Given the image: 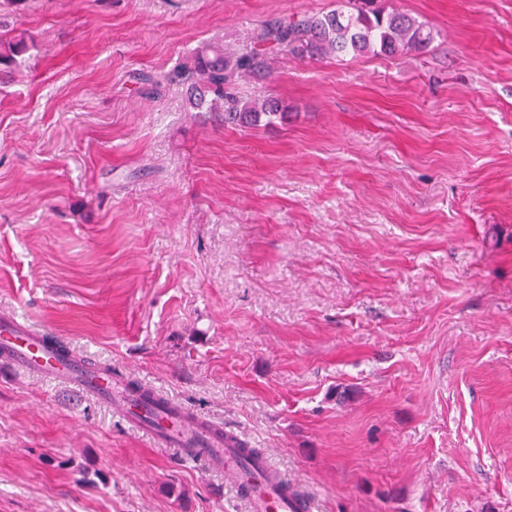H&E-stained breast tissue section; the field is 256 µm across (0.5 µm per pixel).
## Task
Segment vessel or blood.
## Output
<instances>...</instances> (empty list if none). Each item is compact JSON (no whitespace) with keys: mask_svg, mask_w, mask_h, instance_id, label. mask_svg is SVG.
Instances as JSON below:
<instances>
[{"mask_svg":"<svg viewBox=\"0 0 512 512\" xmlns=\"http://www.w3.org/2000/svg\"><path fill=\"white\" fill-rule=\"evenodd\" d=\"M0 360L109 401L126 422L146 432L154 443L173 449L178 458L232 474L250 512H313L311 498L289 492L287 477L268 456L245 459L241 449L225 442L221 429L202 425L191 411L177 405L157 419H147L142 401L110 369L89 365L28 321L0 317Z\"/></svg>","mask_w":512,"mask_h":512,"instance_id":"b4317fda","label":"vessel or blood"}]
</instances>
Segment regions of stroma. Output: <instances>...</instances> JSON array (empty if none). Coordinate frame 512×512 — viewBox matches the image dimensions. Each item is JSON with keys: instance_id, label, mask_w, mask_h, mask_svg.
Returning <instances> with one entry per match:
<instances>
[{"instance_id": "35a3bbf8", "label": "stroma", "mask_w": 512, "mask_h": 512, "mask_svg": "<svg viewBox=\"0 0 512 512\" xmlns=\"http://www.w3.org/2000/svg\"><path fill=\"white\" fill-rule=\"evenodd\" d=\"M395 55L265 54L228 126L159 90L336 0H27L0 316L270 455L315 512H512V0H379ZM0 512H245L107 402L0 366Z\"/></svg>"}]
</instances>
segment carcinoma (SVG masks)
<instances>
[{
    "mask_svg": "<svg viewBox=\"0 0 512 512\" xmlns=\"http://www.w3.org/2000/svg\"><path fill=\"white\" fill-rule=\"evenodd\" d=\"M378 0H341L336 10L321 15H304L294 19L266 21L257 37L258 48L236 57L224 55L220 46L206 45L197 49L190 62L176 67L167 81L185 74L195 76L192 85L193 104L202 108L210 102L222 103L224 123L257 126L283 114L282 102L270 98L255 106L238 95L234 76L256 73L264 68L266 50L284 49L291 55L317 57L330 53L338 56L372 54L393 55L400 51L422 48L430 33L416 18L398 12H386ZM28 45L24 37L9 36L0 24V72L20 68Z\"/></svg>",
    "mask_w": 512,
    "mask_h": 512,
    "instance_id": "carcinoma-1",
    "label": "carcinoma"
}]
</instances>
